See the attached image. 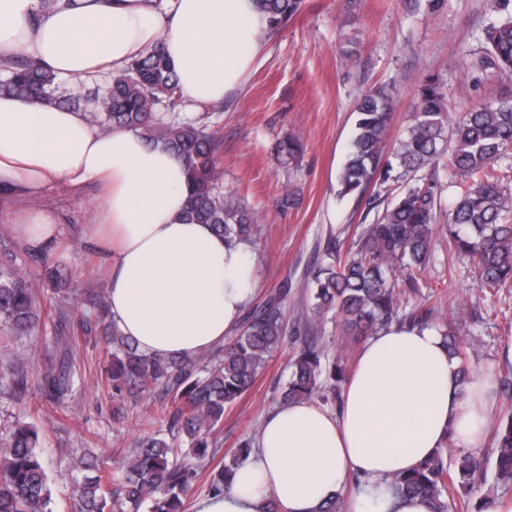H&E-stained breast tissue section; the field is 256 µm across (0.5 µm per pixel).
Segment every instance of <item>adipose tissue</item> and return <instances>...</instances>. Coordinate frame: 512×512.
<instances>
[{"label":"adipose tissue","mask_w":512,"mask_h":512,"mask_svg":"<svg viewBox=\"0 0 512 512\" xmlns=\"http://www.w3.org/2000/svg\"><path fill=\"white\" fill-rule=\"evenodd\" d=\"M264 25L254 0H164L160 10L153 0H0V58L23 53L91 82L158 46L185 98L219 103L252 64ZM57 181L100 188L89 240L110 267L112 322L141 353L194 360L223 344L253 292L250 254L185 220L179 158L133 130H101L83 112L0 96V208L16 206L27 246L62 232L39 202ZM493 396L485 375L459 388L436 329H382L360 349L337 412L276 407L232 489L198 498L194 512H263L268 494L282 512H318L354 475L353 512H430L423 498L395 497L392 475L448 436L480 447Z\"/></svg>","instance_id":"ef3b65f1"}]
</instances>
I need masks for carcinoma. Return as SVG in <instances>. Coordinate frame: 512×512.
Returning <instances> with one entry per match:
<instances>
[{
	"mask_svg": "<svg viewBox=\"0 0 512 512\" xmlns=\"http://www.w3.org/2000/svg\"><path fill=\"white\" fill-rule=\"evenodd\" d=\"M263 15V35L288 27L304 0H255ZM478 67L496 74L497 99L454 118L438 82L423 79L413 112L403 131L391 136L395 102L384 86L363 93L355 107L357 120L346 159L337 173L338 195L365 203L374 213L347 249L331 239L305 288L307 301L300 316L303 339L294 352L285 403L340 397L345 381L343 361L350 346L374 335L393 320L412 326L436 327L458 364V381H470L463 345L449 324L432 320L422 304L402 310L399 288L415 287L433 259L434 235L443 230L453 244L454 258L469 264L478 286L512 288V193L501 186L495 164L512 153V14L486 30V46ZM0 94L25 101H48L84 111L107 131L114 127L139 132L182 161V186L188 189L184 215L192 224H207L228 243H250L257 224L252 211L233 193L223 190V140L204 117H173L165 121L158 106L175 112L185 98L170 59L155 47L134 59L123 73L86 99L68 93L57 75L25 54L0 63ZM301 138L279 141L275 150L285 160L301 154ZM449 167L458 195L445 223L442 184L437 172ZM291 285L283 281L263 301L247 307L224 345L200 365L175 357L147 356L134 342L105 322L108 293L103 288L81 291L70 287L67 272L39 249L21 248L8 230L0 232V512H52L49 475L41 455L38 427L22 420L9 406L34 394L39 406L66 403L74 378L70 368L75 330L105 333L108 353L105 377L112 389L172 397L175 407L168 429L142 438L123 456L120 471L91 457L82 462L76 486L77 512H188L192 490L204 481L213 493L228 489L253 450L248 438L219 469L205 472L211 438L224 419L225 408L254 385L273 353L286 345L285 308ZM89 309L81 322H70V310ZM54 325L56 341L43 367L28 370L20 339L43 318ZM332 319L347 337L338 359L324 368L323 351L307 336ZM494 456L469 451L448 458L437 449L406 474L397 475L392 489L398 497L421 496L431 512H472L469 494L493 471L498 483L512 484V413L495 424Z\"/></svg>",
	"mask_w": 512,
	"mask_h": 512,
	"instance_id": "1",
	"label": "carcinoma"
}]
</instances>
